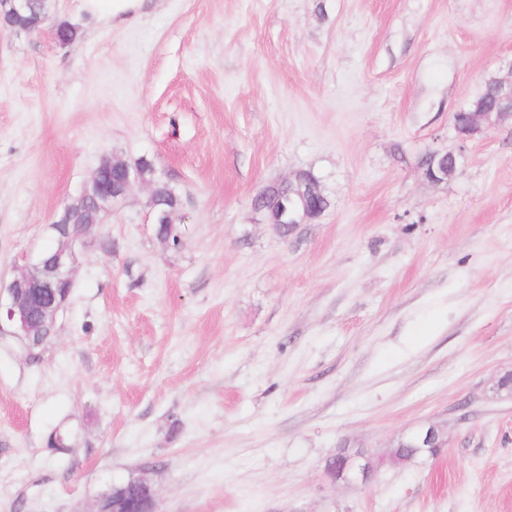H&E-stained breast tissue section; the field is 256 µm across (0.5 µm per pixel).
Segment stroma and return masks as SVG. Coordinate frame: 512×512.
<instances>
[{"label": "stroma", "instance_id": "stroma-1", "mask_svg": "<svg viewBox=\"0 0 512 512\" xmlns=\"http://www.w3.org/2000/svg\"><path fill=\"white\" fill-rule=\"evenodd\" d=\"M511 65L512 0H148L112 25L50 0L0 34L1 283L106 157L183 203L174 251L134 183L54 340L0 332V512L141 476L158 512H512V121H453ZM300 170L330 206L285 241L253 200ZM431 425L435 455L326 473ZM26 11L14 20L18 27L34 26L42 23L47 15L48 0H28ZM452 148H448L445 151H436L430 154L428 157H432L428 164H424V176L433 183L448 182L454 176L448 177V151ZM437 165V168H435ZM406 461L409 459L400 452L373 454L357 450L351 454L343 448L336 451V455L330 461L334 462V466L329 464L327 473L334 481H364L387 462L393 465Z\"/></svg>", "mask_w": 512, "mask_h": 512}]
</instances>
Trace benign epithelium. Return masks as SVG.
Wrapping results in <instances>:
<instances>
[{
	"mask_svg": "<svg viewBox=\"0 0 512 512\" xmlns=\"http://www.w3.org/2000/svg\"><path fill=\"white\" fill-rule=\"evenodd\" d=\"M500 97L505 103L503 112H471L467 115V131L458 133L461 140L473 139L485 130L484 124H499L512 119V76L500 82ZM431 161L424 165V176L433 183L448 181V158L458 159V153L436 151L430 154ZM138 178L126 177L121 185H112V158H106L92 175L89 186L92 199L99 211L107 214L123 200ZM308 223L307 211L295 207L293 201L282 204L273 216L271 226L277 230L288 224L298 226ZM89 248L87 242L76 246L70 242L50 253L39 252L33 260L19 267L5 287H0V330L7 324L14 333L30 344L41 336L55 333L57 320L68 304L64 290L54 284H73V274L78 264L80 250ZM418 450L431 452L443 445V433L436 427L421 429ZM408 461L400 452L373 454L357 450L349 453L345 449L336 451L327 473L335 481H364L385 464ZM138 492L130 494L124 489L109 486L98 496L91 512H157V492L152 482L144 477L135 479Z\"/></svg>",
	"mask_w": 512,
	"mask_h": 512,
	"instance_id": "obj_1",
	"label": "benign epithelium"
}]
</instances>
